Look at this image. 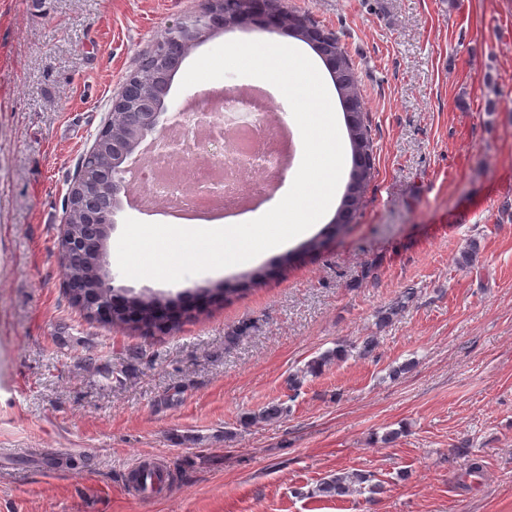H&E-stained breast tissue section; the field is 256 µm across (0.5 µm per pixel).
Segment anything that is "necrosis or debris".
<instances>
[{
    "instance_id": "obj_1",
    "label": "necrosis or debris",
    "mask_w": 512,
    "mask_h": 512,
    "mask_svg": "<svg viewBox=\"0 0 512 512\" xmlns=\"http://www.w3.org/2000/svg\"><path fill=\"white\" fill-rule=\"evenodd\" d=\"M211 109L233 121L229 150L221 156L211 151L224 139L223 126L208 131L195 116H188L177 135L179 140L195 143L193 159L187 162L153 151L144 204L169 203L182 212L197 211L207 203L224 210L243 209L275 184L284 169L277 114L268 107L253 111L243 89L230 99L213 102Z\"/></svg>"
}]
</instances>
